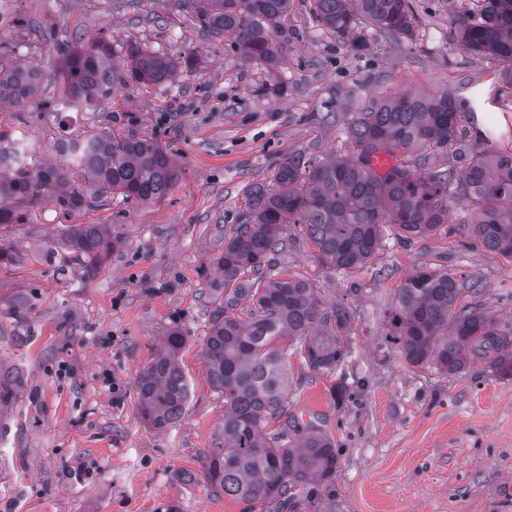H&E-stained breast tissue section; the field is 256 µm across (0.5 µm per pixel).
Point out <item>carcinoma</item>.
Segmentation results:
<instances>
[{
  "instance_id": "obj_1",
  "label": "carcinoma",
  "mask_w": 512,
  "mask_h": 512,
  "mask_svg": "<svg viewBox=\"0 0 512 512\" xmlns=\"http://www.w3.org/2000/svg\"><path fill=\"white\" fill-rule=\"evenodd\" d=\"M194 8L200 24L249 61L278 63L274 39L290 0H179ZM311 19L352 45L374 37L398 40L412 34L411 0H311ZM460 46L503 66L512 89V0H467L454 15ZM126 75L112 65L109 38L80 43L64 56L59 105L71 110L102 108L112 86L124 77L143 87L168 81L178 67L191 70L195 54L176 62L136 44L127 45ZM49 74L38 64L0 67V101L24 105ZM467 99L453 93L402 92L377 97L359 109L344 128L347 153L326 161L296 154L281 161L270 180L249 192L233 234L224 240L217 267L224 289L203 345L207 379L224 397L222 441L206 456V481L226 496L291 503L295 487L324 480L336 471V448L326 437L307 434L292 446L288 428L264 429L282 416L288 403V348L299 345L310 366L334 370L348 355L335 326L348 319L340 307H323L315 288L301 277L268 281L270 254L286 247L285 224H300L320 253L322 263L348 272L363 268L381 249L391 224L420 235L448 222V203L466 199L476 209L474 232L483 247L512 259V149L491 144L475 130L472 141L459 142L455 163L443 166L438 153L458 142L461 123L474 118ZM93 184L96 201L118 193L128 201L164 197L179 173L171 155L152 136L117 134L110 128L76 136L59 145ZM402 152L410 161L386 174L370 166L373 154ZM418 170H411V165ZM52 202L65 214L89 204L84 189L64 165L9 167L0 159V226L22 224L29 209ZM63 244L77 253L106 254L112 242L101 224H69ZM464 286L443 271L421 270L397 289L393 320L399 324L402 354L414 366L433 363L450 374L474 358L492 372L512 378V334L475 308L456 307ZM248 299L246 320L234 310ZM186 345L182 329L173 328L163 347L137 382L141 417L165 429L183 413L190 396L179 354Z\"/></svg>"
}]
</instances>
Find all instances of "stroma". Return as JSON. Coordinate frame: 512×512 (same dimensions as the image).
Returning <instances> with one entry per match:
<instances>
[{"mask_svg": "<svg viewBox=\"0 0 512 512\" xmlns=\"http://www.w3.org/2000/svg\"><path fill=\"white\" fill-rule=\"evenodd\" d=\"M412 37L358 49L312 23L294 0L276 35L279 63L242 60L174 0H9L0 65L34 62L52 72L26 106H0V130L35 146L37 165L64 164L54 144L109 127L153 134L180 177L159 200L121 195L71 214L44 203L25 223L0 228L17 255L0 266V512H512V379L479 360L451 374L410 365L391 322L397 288L422 270L444 271L479 293L478 305L512 330V261L483 248L469 201L447 223L385 246L358 271L323 265L300 228L284 225L286 250L272 278L302 277L325 306H342L336 334L349 354L335 371L289 350L283 421L334 441L331 479L298 490L293 506L249 503L210 489L205 456L224 419L209 384L203 341L217 307L216 265L246 206V191L303 152H343L342 130L370 99L404 91L471 99L478 128L512 148V96L500 70L465 51L448 0H413ZM110 37L118 68L134 42L168 57L195 53L171 83H115L100 112L55 111L63 89L59 46ZM70 224L106 225L114 243L96 261L63 243ZM187 336L180 364L188 404L170 427L141 418L137 381L172 328Z\"/></svg>", "mask_w": 512, "mask_h": 512, "instance_id": "obj_1", "label": "stroma"}]
</instances>
